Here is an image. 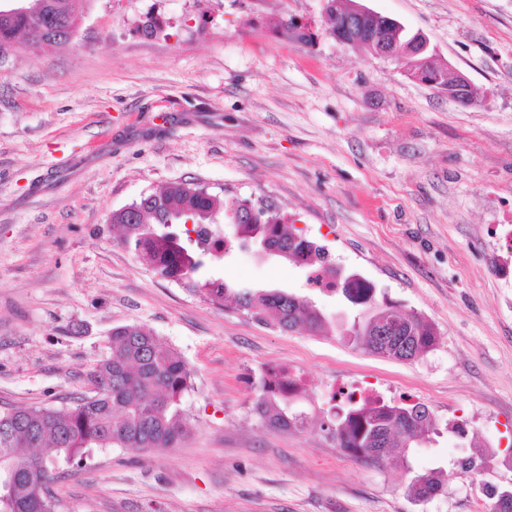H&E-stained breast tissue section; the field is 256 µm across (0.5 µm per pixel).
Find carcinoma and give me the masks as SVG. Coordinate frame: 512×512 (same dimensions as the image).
<instances>
[{"mask_svg":"<svg viewBox=\"0 0 512 512\" xmlns=\"http://www.w3.org/2000/svg\"><path fill=\"white\" fill-rule=\"evenodd\" d=\"M88 0H26L27 12L0 15V46L5 43L43 45L69 41L63 22L83 13ZM136 220L112 212L111 223L122 229L119 243L163 279L204 296L213 303L234 301L239 311L282 331L318 335L336 322L306 297L286 289L253 288L227 282L209 273L210 264L241 248L263 243L276 250L272 259L308 266L327 261L324 248L287 227L280 214L250 199L219 195L190 182L170 183L133 202ZM192 221L202 231L191 240L185 227ZM353 318L340 335L356 347L379 349L378 319L397 317L396 307L376 297V288L356 282L341 289ZM396 335L387 339V354L411 361L433 347L432 324L416 314L406 317ZM111 354L86 374L92 395L66 409L29 406L0 413V476L15 475L0 512H57V499L47 487L49 467L62 456L82 461L94 448H175L190 432L182 396L190 388V370L180 354L163 345L145 327L117 326L109 336ZM253 411L276 428H301L307 416L295 409L298 397L261 377ZM323 430L346 455L369 466H380L405 454L415 439L436 433L429 407L422 403L367 408L329 404ZM454 471L442 469L416 475L406 487L417 501L444 490ZM488 512H512V486L486 489Z\"/></svg>","mask_w":512,"mask_h":512,"instance_id":"cac0c4a2","label":"carcinoma"}]
</instances>
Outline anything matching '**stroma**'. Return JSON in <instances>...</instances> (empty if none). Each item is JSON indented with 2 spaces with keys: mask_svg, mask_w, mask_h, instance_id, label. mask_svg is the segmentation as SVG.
<instances>
[{
  "mask_svg": "<svg viewBox=\"0 0 512 512\" xmlns=\"http://www.w3.org/2000/svg\"><path fill=\"white\" fill-rule=\"evenodd\" d=\"M422 32L477 100L463 107L336 41L323 0H90L72 41L19 45L0 70V411L72 406L113 327L141 324L191 370L177 448L58 461V512H486L461 474L418 502L414 474L486 458L512 481V0H361ZM165 21L146 36L147 17ZM294 19L314 45L276 31ZM273 204L436 343L412 361L284 332L162 279L118 242L113 211L168 183ZM216 276L312 296L307 272L238 249ZM288 365L303 429L253 411L255 380ZM414 397L438 426L408 463L365 466L321 428L336 385Z\"/></svg>",
  "mask_w": 512,
  "mask_h": 512,
  "instance_id": "stroma-1",
  "label": "stroma"
}]
</instances>
